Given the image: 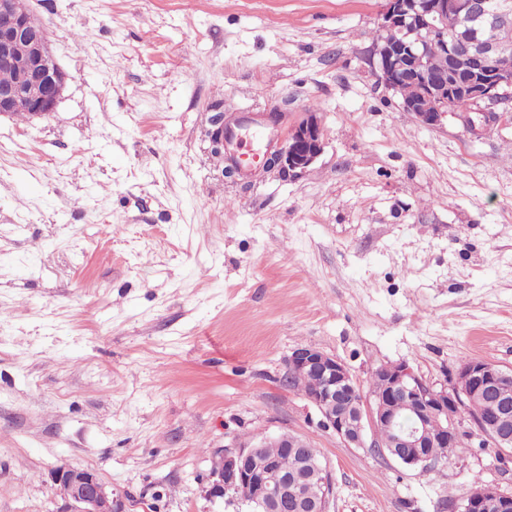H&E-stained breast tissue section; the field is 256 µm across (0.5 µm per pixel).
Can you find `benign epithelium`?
<instances>
[{
	"label": "benign epithelium",
	"instance_id": "benign-epithelium-1",
	"mask_svg": "<svg viewBox=\"0 0 512 512\" xmlns=\"http://www.w3.org/2000/svg\"><path fill=\"white\" fill-rule=\"evenodd\" d=\"M466 22L450 46V55L467 63L466 73L453 79L427 69L423 34L448 30V19ZM381 26L398 27L402 43L379 40L371 49V64L378 83L395 92L400 76L418 85L419 96L402 101L426 126H437L448 113L423 112L420 100L433 98L460 102L455 114L474 135L487 122H512L509 112L490 107L512 91V58L504 48L512 42V0H384ZM42 23L31 13L18 15L11 0H0V66L15 70L16 83L0 86V116L24 112L30 117L54 112L68 75L53 58L39 36ZM23 40L28 53L14 51ZM212 158L224 161V113L205 132ZM324 130L316 113L304 112L283 134L279 148L266 156L262 169L290 176L305 172L321 155ZM288 375L305 373L320 387L307 399L322 415V424L346 446L373 448L376 430L387 427L395 433L394 446L377 453L410 466L428 468L435 460L427 448H446L459 428L458 414L465 398L492 392L512 370L491 362L473 360L461 364L450 384L426 383L407 364H385L376 369L383 391L355 399L358 383L344 363L312 346H298L287 358ZM415 418L409 431L399 429L402 416ZM501 414L493 409L475 424L477 436L502 450L512 448V434L499 430ZM276 443L299 450L305 440L290 432L264 436L252 444L227 448L212 456L207 477V497L222 502L234 512H328L333 482L328 467H314V482L300 484L279 471L262 448ZM61 504L56 512H130L132 500L117 496L112 485L94 469L65 464L52 472ZM451 512H512V493L483 482L472 483L461 498L449 504Z\"/></svg>",
	"mask_w": 512,
	"mask_h": 512
}]
</instances>
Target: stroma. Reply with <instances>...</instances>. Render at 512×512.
Here are the masks:
<instances>
[{"instance_id":"35a3bbf8","label":"stroma","mask_w":512,"mask_h":512,"mask_svg":"<svg viewBox=\"0 0 512 512\" xmlns=\"http://www.w3.org/2000/svg\"><path fill=\"white\" fill-rule=\"evenodd\" d=\"M69 80L0 117V512H54L96 469L132 512H231L215 451L290 432L330 512H448L512 492L492 442L423 473L345 446L284 384L298 346L359 385L512 369V124L422 125L378 84L382 0H26ZM317 113L299 176L223 175L213 110ZM448 508L453 512H511L512 493H504L483 482L472 483Z\"/></svg>"}]
</instances>
